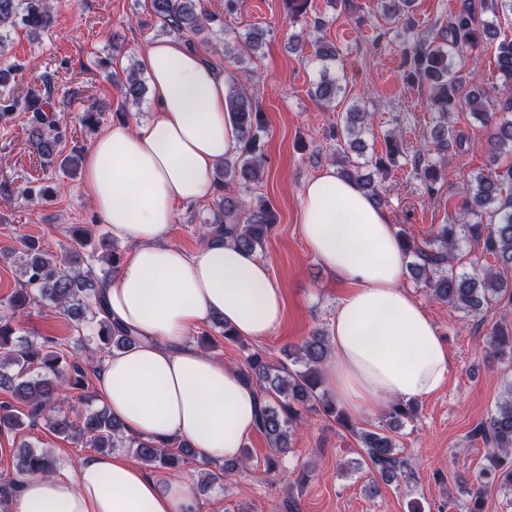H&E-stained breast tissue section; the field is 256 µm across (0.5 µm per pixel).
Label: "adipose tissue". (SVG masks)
Instances as JSON below:
<instances>
[{"label":"adipose tissue","mask_w":512,"mask_h":512,"mask_svg":"<svg viewBox=\"0 0 512 512\" xmlns=\"http://www.w3.org/2000/svg\"><path fill=\"white\" fill-rule=\"evenodd\" d=\"M141 67L152 116L113 124L83 161L90 202L125 249L102 307L135 339L103 361L98 393L126 435L179 439L204 458L236 460L257 429L260 392L190 334L216 316L242 338L264 339L280 325L285 298L270 263L255 253L211 240L190 254L170 241L178 206L212 198L217 165L239 148L223 67L179 39L149 44ZM299 223L310 252L350 286L331 322L324 366L337 403L360 416L438 393L454 359L403 284L405 256L386 213L328 166L304 183ZM11 512H203V505L188 479L94 454L67 473L24 477Z\"/></svg>","instance_id":"ef3b65f1"}]
</instances>
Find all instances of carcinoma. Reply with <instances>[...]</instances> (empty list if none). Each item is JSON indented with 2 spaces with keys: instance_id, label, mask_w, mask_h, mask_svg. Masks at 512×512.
Instances as JSON below:
<instances>
[{
  "instance_id": "1",
  "label": "carcinoma",
  "mask_w": 512,
  "mask_h": 512,
  "mask_svg": "<svg viewBox=\"0 0 512 512\" xmlns=\"http://www.w3.org/2000/svg\"><path fill=\"white\" fill-rule=\"evenodd\" d=\"M383 12L398 18L413 7L414 0H380ZM239 0H224V13L206 9L204 0H147L146 10L161 24V32L183 38L194 45V38L206 27L224 29V14L237 12ZM54 23L51 6L47 0H0V53L5 51L11 32L16 28L50 29ZM491 35L488 24L478 23L473 9L465 5L448 17V24L437 30V38H423L404 52L409 62L407 78L425 84L430 91L429 105L437 113L429 131L430 140L441 151L448 150V142L455 132L448 116L460 105H465L483 123H495L493 141L500 153L512 156V120L494 122L495 113L477 89L461 94L460 78L453 68L455 51L475 48L481 40ZM264 31L251 30L240 44V51L254 56L263 44ZM498 71L504 86L512 89V40L498 46ZM125 100L137 105L145 87L139 68L126 71L125 78H115ZM341 91L335 77L322 72L315 87V97L332 104ZM53 93L46 87L44 93H32L27 108L33 110L30 138L43 165L61 153V135L52 109ZM226 106L234 123L241 147L235 159L222 162L217 168L219 185L233 181L245 188L260 184L265 172L266 157L262 143L260 114L262 106L250 89L233 83L226 95ZM371 114L360 108L346 113L343 136L352 151L362 149L358 135L370 121ZM339 174L354 181L376 204L383 207L385 195L374 180L360 173L355 161L343 159ZM512 180V163L495 174H479L470 187L455 221L441 225L437 235L420 244L410 241L403 233L398 239L409 263V273L423 282L432 299L455 310L478 316L485 306L507 295V281L492 268L473 272H459L454 267V251L459 240L471 238L482 244L483 251L492 256L503 268H512V199L502 197V186ZM275 215L266 203L246 205L241 199L224 197L222 216L209 225L208 232L236 245L255 252L263 249L265 237ZM71 246L61 258L43 250L35 240L25 238L19 253L24 287L9 299L10 315L0 316V389L11 394L16 403L0 405V433L16 432L23 425L31 428L45 426L55 434L63 435L82 448H95L100 452L112 448H127L143 465L152 469L176 470L195 458L197 452L182 441L175 448L157 445L150 439H134L124 434L121 423L106 410L89 411L71 417L64 413L69 402V391L84 383L85 370L80 357L73 355L64 344L47 340L36 347L16 336L13 326L15 316L24 313L31 305L49 302L60 306L77 327L93 326L92 333L83 337L86 348L102 359L114 352L133 346L134 338L112 326L101 316L99 292L110 273L118 268L117 251L104 254L101 260L108 268L96 270L98 247L106 246L105 240L95 245L93 231L81 224L70 229ZM488 344L500 355H512V326L497 323L487 336ZM330 352L325 337L311 336L286 354L292 364L301 369H289L285 363L274 366L266 354L255 351L246 358L242 375L256 384L263 397L258 423L270 447L279 451L288 446V434L306 412H323L334 418L336 424L355 432L364 450V464L386 483L400 476L413 477L408 463L396 456L394 438L381 432L354 431V424L347 411L338 405L325 390L323 367ZM417 408L412 403L392 402L386 415L388 426L396 429L403 420L415 416ZM475 436L488 446V464L475 475L476 485L471 487V505L467 512H483L484 488L496 484L512 491V394L496 405L490 417L474 430ZM205 472L209 483L219 481L224 475L238 468L240 462L217 463ZM56 460L45 450L22 444L17 455L16 471L22 476L52 474Z\"/></svg>"
}]
</instances>
